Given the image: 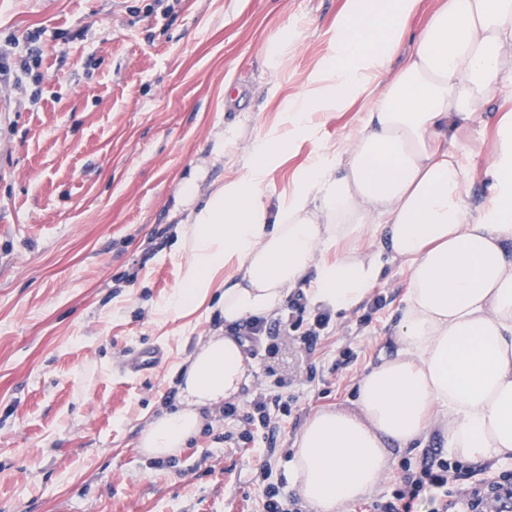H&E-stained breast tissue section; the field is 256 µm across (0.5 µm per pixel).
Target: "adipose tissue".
I'll return each instance as SVG.
<instances>
[{
	"instance_id": "adipose-tissue-1",
	"label": "adipose tissue",
	"mask_w": 512,
	"mask_h": 512,
	"mask_svg": "<svg viewBox=\"0 0 512 512\" xmlns=\"http://www.w3.org/2000/svg\"><path fill=\"white\" fill-rule=\"evenodd\" d=\"M419 2L345 0L330 54L255 136L242 172L208 185L195 171L175 194L185 261L165 317H189L218 294L225 323L266 318L304 280L311 306L348 313L389 264L410 272L396 356L361 377L353 407L315 413L295 439L289 478L311 512H348L376 490L392 448L436 430L455 456L512 460V123L499 127L479 209L467 203L473 171L450 146L512 87V0H444L380 85ZM360 99L350 147L322 146L287 192L267 195L289 146ZM246 371L240 338L199 337L176 407L140 432L141 454L178 456Z\"/></svg>"
}]
</instances>
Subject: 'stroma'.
I'll return each mask as SVG.
<instances>
[{
    "instance_id": "1",
    "label": "stroma",
    "mask_w": 512,
    "mask_h": 512,
    "mask_svg": "<svg viewBox=\"0 0 512 512\" xmlns=\"http://www.w3.org/2000/svg\"><path fill=\"white\" fill-rule=\"evenodd\" d=\"M344 0H0V54L29 45L41 58L0 79V512H259L257 471L270 464L285 494L290 449L307 418L350 405L364 373L396 349L409 286L393 265L364 303L331 316L315 351L304 330L315 309L278 319L300 330L247 346L248 381L235 399L287 398L269 428L236 447L238 421L213 426L158 465L137 439L164 407L174 372L196 337L223 326L218 302L192 321L159 325L182 256L171 211L183 178L235 175L253 135L269 130L287 96L308 86L329 53ZM295 38L280 71L266 65L279 29ZM512 101L496 97L458 132L465 161L484 170L495 123ZM359 104L297 140L264 189L277 195L327 142H346ZM235 131L223 160L218 130ZM159 349L153 373L123 362Z\"/></svg>"
}]
</instances>
